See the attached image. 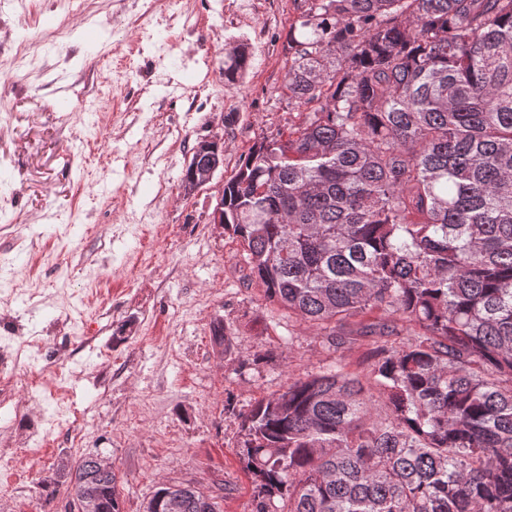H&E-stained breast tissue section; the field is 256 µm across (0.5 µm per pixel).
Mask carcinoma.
Listing matches in <instances>:
<instances>
[{
  "label": "carcinoma",
  "mask_w": 512,
  "mask_h": 512,
  "mask_svg": "<svg viewBox=\"0 0 512 512\" xmlns=\"http://www.w3.org/2000/svg\"><path fill=\"white\" fill-rule=\"evenodd\" d=\"M306 2L304 118L224 181V230L335 357L243 416L251 512H512V0ZM227 57L234 84L249 55ZM375 312L352 372L344 327ZM61 472L79 512H121L93 454ZM171 494L221 512L166 484L146 512Z\"/></svg>",
  "instance_id": "cac0c4a2"
}]
</instances>
